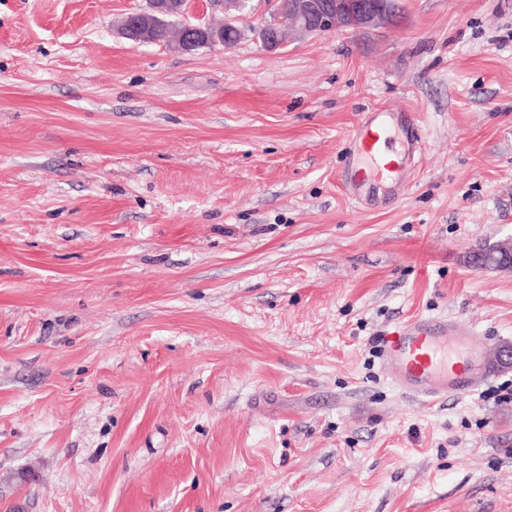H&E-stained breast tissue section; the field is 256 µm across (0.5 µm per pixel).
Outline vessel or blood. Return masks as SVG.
Segmentation results:
<instances>
[{"label": "vessel or blood", "instance_id": "vessel-or-blood-1", "mask_svg": "<svg viewBox=\"0 0 512 512\" xmlns=\"http://www.w3.org/2000/svg\"><path fill=\"white\" fill-rule=\"evenodd\" d=\"M386 128L376 112L353 131L361 157L382 160L384 170L403 171L386 160ZM473 328L454 318L415 317L385 339L382 370L402 393L436 401L474 393L485 377L482 349Z\"/></svg>", "mask_w": 512, "mask_h": 512}]
</instances>
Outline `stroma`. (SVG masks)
Returning <instances> with one entry per match:
<instances>
[{"label": "stroma", "instance_id": "35a3bbf8", "mask_svg": "<svg viewBox=\"0 0 512 512\" xmlns=\"http://www.w3.org/2000/svg\"><path fill=\"white\" fill-rule=\"evenodd\" d=\"M144 0H0V512H512V0L181 54ZM379 110L404 186L340 179ZM479 332L471 395L404 396L375 344ZM512 252L509 245L503 244L497 246L495 249L486 251L480 256V266L488 269L511 267L510 261L512 260Z\"/></svg>", "mask_w": 512, "mask_h": 512}]
</instances>
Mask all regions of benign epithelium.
<instances>
[{"mask_svg": "<svg viewBox=\"0 0 512 512\" xmlns=\"http://www.w3.org/2000/svg\"><path fill=\"white\" fill-rule=\"evenodd\" d=\"M249 0H222L224 20L234 22L247 8ZM288 20H278L263 30L262 45L274 52L282 48L288 37L324 34L338 30L357 31L387 25L394 20L395 9L389 0H288ZM204 0H151L148 8L137 14L135 23L138 39L160 41L163 30L157 14L175 12L181 16L204 14ZM215 45L222 42V33L207 22L184 21V30L176 40L169 41L180 53L193 52L199 43ZM512 265V250L503 244L480 256V266L488 269Z\"/></svg>", "mask_w": 512, "mask_h": 512, "instance_id": "7a95c632", "label": "benign epithelium"}]
</instances>
